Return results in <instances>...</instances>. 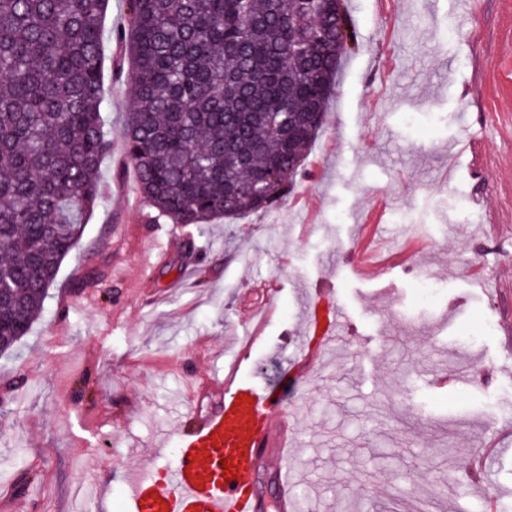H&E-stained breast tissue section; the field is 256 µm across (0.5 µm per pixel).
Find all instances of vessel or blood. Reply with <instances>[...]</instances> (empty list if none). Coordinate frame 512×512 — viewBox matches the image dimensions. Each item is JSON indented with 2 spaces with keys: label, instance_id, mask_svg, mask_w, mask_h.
<instances>
[{
  "label": "vessel or blood",
  "instance_id": "obj_1",
  "mask_svg": "<svg viewBox=\"0 0 512 512\" xmlns=\"http://www.w3.org/2000/svg\"><path fill=\"white\" fill-rule=\"evenodd\" d=\"M348 321L340 307L330 322L310 314L306 329L329 343ZM213 389L221 401L219 409L194 417L190 429L177 432L174 464L159 474L145 467L128 483L129 512H259L254 482L272 458L279 463V512H289L294 505L278 384L244 377L214 383ZM230 472L235 481H227Z\"/></svg>",
  "mask_w": 512,
  "mask_h": 512
}]
</instances>
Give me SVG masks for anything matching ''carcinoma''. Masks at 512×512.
Returning <instances> with one entry per match:
<instances>
[{"instance_id":"obj_1","label":"carcinoma","mask_w":512,"mask_h":512,"mask_svg":"<svg viewBox=\"0 0 512 512\" xmlns=\"http://www.w3.org/2000/svg\"><path fill=\"white\" fill-rule=\"evenodd\" d=\"M108 2L0 0V354L42 315L99 202L106 39L130 63L121 138L140 197L183 225L284 196L355 41L343 0H128L110 30Z\"/></svg>"}]
</instances>
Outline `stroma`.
<instances>
[{"label":"stroma","mask_w":512,"mask_h":512,"mask_svg":"<svg viewBox=\"0 0 512 512\" xmlns=\"http://www.w3.org/2000/svg\"><path fill=\"white\" fill-rule=\"evenodd\" d=\"M346 6L357 43L288 196L202 226L157 219L123 167L129 62L107 45L102 199L0 356V512H125L143 459L173 465L175 425L216 407L234 339L273 379L335 304L348 330L287 392L299 512L512 507V0ZM378 235L384 274L354 275ZM421 272L442 285L424 301ZM444 373L461 383L433 391Z\"/></svg>","instance_id":"obj_1"}]
</instances>
